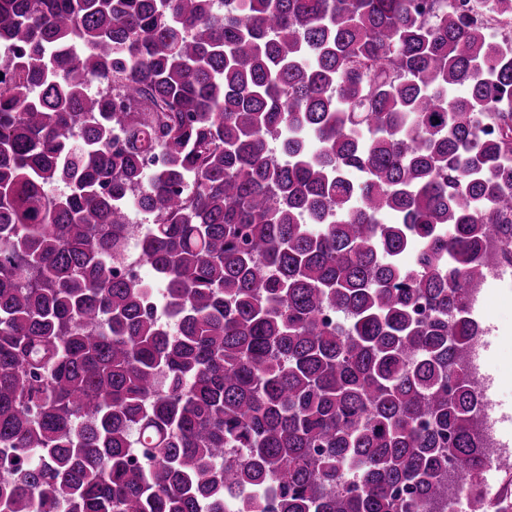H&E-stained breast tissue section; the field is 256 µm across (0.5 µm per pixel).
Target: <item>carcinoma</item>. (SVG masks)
<instances>
[{"label": "carcinoma", "instance_id": "1", "mask_svg": "<svg viewBox=\"0 0 512 512\" xmlns=\"http://www.w3.org/2000/svg\"><path fill=\"white\" fill-rule=\"evenodd\" d=\"M0 39V512H447L448 466L481 484L512 0H0Z\"/></svg>", "mask_w": 512, "mask_h": 512}]
</instances>
